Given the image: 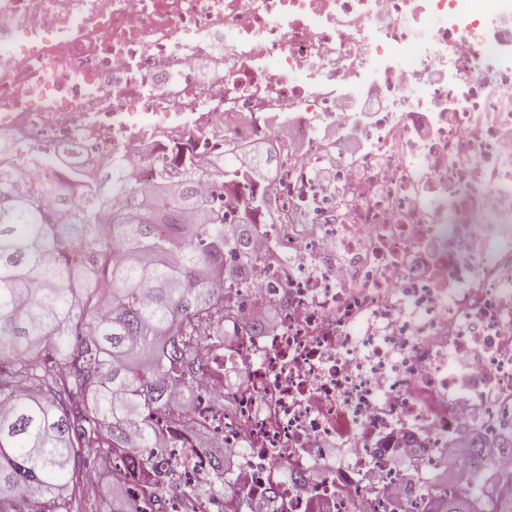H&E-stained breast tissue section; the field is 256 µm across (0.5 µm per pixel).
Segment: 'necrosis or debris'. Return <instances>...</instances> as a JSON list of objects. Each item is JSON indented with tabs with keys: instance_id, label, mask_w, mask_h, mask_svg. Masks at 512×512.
Here are the masks:
<instances>
[{
	"instance_id": "4bbe7bcc",
	"label": "necrosis or debris",
	"mask_w": 512,
	"mask_h": 512,
	"mask_svg": "<svg viewBox=\"0 0 512 512\" xmlns=\"http://www.w3.org/2000/svg\"><path fill=\"white\" fill-rule=\"evenodd\" d=\"M506 127L512 0H0V166L21 191L170 147L201 169L305 147L203 380L233 409H193L236 451L224 496L172 492L215 470L164 427L170 448L126 474L138 512H427L447 463L457 490L512 471Z\"/></svg>"
}]
</instances>
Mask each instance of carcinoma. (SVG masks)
<instances>
[{
    "label": "carcinoma",
    "mask_w": 512,
    "mask_h": 512,
    "mask_svg": "<svg viewBox=\"0 0 512 512\" xmlns=\"http://www.w3.org/2000/svg\"><path fill=\"white\" fill-rule=\"evenodd\" d=\"M271 161L198 175L175 153L153 159L146 182L114 165L52 216L0 172V512H83V492L64 489L83 480L86 448L101 449L96 467L124 491L122 469L151 468L158 427L209 435L189 407L210 398L197 391L208 351L259 269L253 182L228 183ZM205 177L218 195L236 190L233 221L204 195ZM117 195L133 205L112 208ZM214 467L207 492L182 484L180 495L224 492V459ZM429 512H512V474Z\"/></svg>",
    "instance_id": "obj_1"
}]
</instances>
